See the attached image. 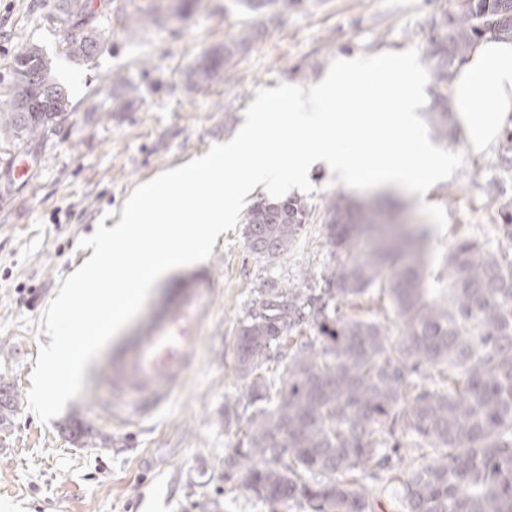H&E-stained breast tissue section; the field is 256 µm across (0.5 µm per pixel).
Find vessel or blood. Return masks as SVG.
I'll return each instance as SVG.
<instances>
[{
    "label": "vessel or blood",
    "mask_w": 512,
    "mask_h": 512,
    "mask_svg": "<svg viewBox=\"0 0 512 512\" xmlns=\"http://www.w3.org/2000/svg\"><path fill=\"white\" fill-rule=\"evenodd\" d=\"M218 287L209 268L190 273L173 306L147 323L112 365L107 378L113 419L126 422L155 412L193 368L191 350L209 318Z\"/></svg>",
    "instance_id": "b4317fda"
}]
</instances>
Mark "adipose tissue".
Wrapping results in <instances>:
<instances>
[{"instance_id": "obj_1", "label": "adipose tissue", "mask_w": 512, "mask_h": 512, "mask_svg": "<svg viewBox=\"0 0 512 512\" xmlns=\"http://www.w3.org/2000/svg\"><path fill=\"white\" fill-rule=\"evenodd\" d=\"M450 98L466 153H489L512 131V39L488 35L474 42L453 70Z\"/></svg>"}]
</instances>
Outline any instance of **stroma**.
I'll list each match as a JSON object with an SVG mask.
<instances>
[{
  "mask_svg": "<svg viewBox=\"0 0 512 512\" xmlns=\"http://www.w3.org/2000/svg\"><path fill=\"white\" fill-rule=\"evenodd\" d=\"M91 3L90 29L100 45L88 60L67 52L71 25L59 0H0V105L13 97V58L25 45L41 50L70 100L53 132L0 146V371L18 401L12 426L0 432V502L15 512H195L205 493L223 512H268L224 468L248 427L236 418L246 382L237 371L235 338L266 280L315 283L333 263L323 209L343 190L324 171L310 175L312 221L275 267L249 253L243 228L215 243L209 263L222 286L194 349L196 366L152 415L114 422L103 377L170 303L185 270L154 288L137 317L92 361L82 393L47 422L27 404L38 350L51 342L41 321L61 280L91 256L79 240L94 233L104 214L120 212L139 184L232 139L257 90L318 83L341 56L414 46L422 65H430L432 40L459 19L464 0H290L273 14L236 0H202L183 18L177 15L181 0ZM148 7L155 22L130 21ZM242 36L250 48L228 76H195L204 52ZM16 155L30 163L27 181L12 176ZM343 192L395 206L403 224H427L424 204L441 206L447 227L430 233L429 273L445 269L450 248L462 238L506 248L499 207L512 197V170L502 167L498 153L465 158L456 177L433 185L423 204L402 189ZM341 311L379 323L391 339L403 334L381 287Z\"/></svg>",
  "mask_w": 512,
  "mask_h": 512,
  "instance_id": "stroma-1",
  "label": "stroma"
}]
</instances>
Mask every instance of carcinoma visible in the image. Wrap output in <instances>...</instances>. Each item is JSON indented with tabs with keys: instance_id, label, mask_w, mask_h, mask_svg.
Segmentation results:
<instances>
[{
	"instance_id": "carcinoma-1",
	"label": "carcinoma",
	"mask_w": 512,
	"mask_h": 512,
	"mask_svg": "<svg viewBox=\"0 0 512 512\" xmlns=\"http://www.w3.org/2000/svg\"><path fill=\"white\" fill-rule=\"evenodd\" d=\"M89 0H61L59 10L74 23L88 13ZM512 37V0H469L464 16L430 49L442 91L430 113L442 140L457 126L448 110V80L456 61L485 35ZM249 47L238 38L206 53L195 72L202 80L229 72ZM94 37L71 40L67 50L91 58ZM32 73V112L0 108V143L43 137L69 103L51 75L46 57L24 46L14 61ZM316 210L293 195L255 201L245 216L248 251L267 265L288 254ZM501 236L512 241V200L501 205ZM386 214L342 194L325 207V231L340 253L320 274L321 285L271 282L263 299L240 321L237 370L248 381L247 448L224 459L242 487L280 512L290 502L309 512H367L359 474L383 468L385 435L400 424L414 448L433 461L391 488L405 512H512V259L471 238L448 253V284L433 293L420 263L392 275L388 289L405 334L387 337L373 321L339 315L378 284L384 266L416 245L406 233H390ZM375 235L374 247L358 250ZM307 327L313 335L306 336ZM292 340L289 352L283 342ZM288 359L283 387L269 375V362ZM16 405L7 374H0V431L12 424Z\"/></svg>"
}]
</instances>
